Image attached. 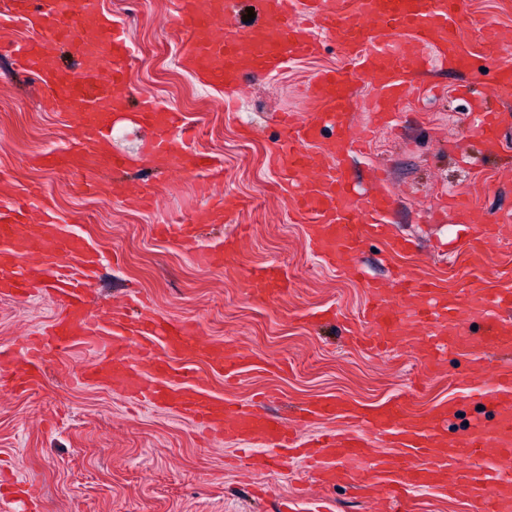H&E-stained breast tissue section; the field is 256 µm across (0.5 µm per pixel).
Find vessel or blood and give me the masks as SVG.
Returning a JSON list of instances; mask_svg holds the SVG:
<instances>
[{
	"label": "vessel or blood",
	"mask_w": 512,
	"mask_h": 512,
	"mask_svg": "<svg viewBox=\"0 0 512 512\" xmlns=\"http://www.w3.org/2000/svg\"><path fill=\"white\" fill-rule=\"evenodd\" d=\"M262 22L245 33L235 27L237 0H180L175 20L182 65L207 77L211 86L238 91L244 80H263L318 51L321 38H331L344 67L316 75L305 87L313 105L307 118L284 114V134L270 163L280 177L281 189L302 219L310 243L329 266L340 268L373 240L382 241L394 257L409 253V239L389 236L392 199L384 184L370 192L355 191L344 174L346 154L363 143L368 129L352 123L350 90L364 80L366 109L378 120L390 118L391 109L408 92L407 75L431 64L466 68L471 32H479L480 44L495 68L494 91L504 101L512 99V46L499 30L463 8V0H261ZM0 21L23 26L28 36L12 46L25 73L36 76L53 101L70 112L77 131L76 143L64 154L48 152L40 165L65 167L78 173L95 191H103L113 172L126 165L125 157L102 148L111 118L127 95L128 52L126 29L105 18L100 0H46L33 8L32 0H0ZM62 45L80 61L78 76L65 73L50 54ZM140 120L153 131L146 145L147 159L156 168L174 172L213 169L210 156L196 150L181 114L154 101H144ZM497 121L494 113H478L471 138L493 143ZM320 149L321 168L310 166L311 149ZM234 199L212 196L204 218L221 224L237 209ZM27 197L0 206V294L11 298L32 296L53 288L61 314L41 338L27 340L30 368L18 372L11 362L0 361V385L25 391L37 384L44 362V340L55 350L92 345L106 352L104 366L91 365L83 377L88 382L123 384L128 396L174 409L183 417L236 443L263 437L271 453L264 466L284 465L281 448L289 431L282 421L269 416L262 405H236L216 397L205 382H172L167 354L195 352L217 374L234 373L235 361L223 346L199 340L194 325L186 322L126 320L115 314L108 327L91 317L94 292L90 274L100 262L97 251L71 226L47 221L27 223ZM205 265L234 266L232 242L220 244L198 256ZM256 294L268 299L283 294L287 282L277 268L254 271ZM395 285L399 302L382 290H373L365 307L364 323L374 329L379 343L406 345V330L426 328L437 350L469 344L456 315L469 306L483 315L485 346L512 350V282L494 289L449 288L447 280L423 274L398 272ZM493 417L472 425L457 438L446 428L450 406L416 414L394 401L363 413L333 400H319L310 415L320 419H351L361 423L366 436L313 435L300 455L308 468L326 481L336 474L333 460L349 465L348 476L357 482L402 470L405 487L439 489L450 465L460 462L455 486L471 512H512V365L493 370V381L480 390ZM388 437L393 452H373L369 435ZM406 449L412 461L400 466L396 449Z\"/></svg>",
	"instance_id": "1"
}]
</instances>
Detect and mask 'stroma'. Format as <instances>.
Here are the masks:
<instances>
[{
    "label": "stroma",
    "mask_w": 512,
    "mask_h": 512,
    "mask_svg": "<svg viewBox=\"0 0 512 512\" xmlns=\"http://www.w3.org/2000/svg\"><path fill=\"white\" fill-rule=\"evenodd\" d=\"M102 5L109 18L127 22L131 47L130 98L114 116L109 139L111 151L124 154L128 165L113 174L103 194L73 188L63 170L38 165L47 148L72 146L74 130L63 108L44 107L47 89L15 62L11 46L26 30L0 26V199L35 191L40 203L29 209L30 223H39L41 203H50L63 223L100 251L94 318L143 302L158 318L196 325L203 339L239 354L237 374L216 375L187 355L174 367H191L212 392L235 403L272 394L268 412L303 436L349 427L343 419H303V407L318 399L365 408L398 399L418 414L450 401L452 437L468 423L490 420L491 409L480 407L468 389L477 370L492 369L499 355L472 344L441 352L430 370L423 360L429 339L421 328H411V344L386 350L350 333L370 299V283L389 282L396 268L422 270L452 288H492L500 274L512 271V242L490 252L483 267L461 255L466 225L512 219V101L493 94L494 66L478 36L470 38V70L411 77L396 125L377 129L365 153L346 156V174L359 190L369 188L374 173L385 174L395 201L389 230L415 242L397 260L384 247L364 248L351 275L316 255L269 164L282 134L281 114L306 118L312 106L301 87L340 65L335 44L324 42L316 56L247 84L231 109L223 89L189 73L171 52L178 0ZM463 82L508 115L494 150L468 138L470 105L453 92ZM143 98L182 113L199 129L197 148L221 171L214 191H229L244 205L233 223L204 222L207 173L162 172L142 162L152 137L136 112ZM144 182L155 186L154 203L136 196ZM452 193L475 195L476 211L450 209ZM175 218L198 225L199 248L235 241L239 266H203L181 242L159 234V226ZM266 265L280 268L289 290L261 303L252 296V273ZM58 311L45 291L0 297V356L21 360L23 337L48 326ZM99 357L78 345L55 354L37 386L0 387V512H280L289 498L298 512H374L380 480L325 484L297 460L285 469H257L240 459L234 443L204 439L177 412L139 408L119 385L82 381V369Z\"/></svg>",
    "instance_id": "1"
}]
</instances>
